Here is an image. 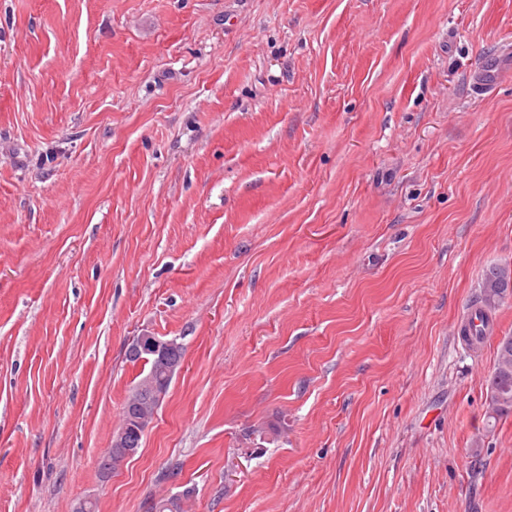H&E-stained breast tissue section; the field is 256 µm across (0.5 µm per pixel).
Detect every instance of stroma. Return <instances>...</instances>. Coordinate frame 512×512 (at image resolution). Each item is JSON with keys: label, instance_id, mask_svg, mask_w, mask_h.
<instances>
[{"label": "stroma", "instance_id": "obj_1", "mask_svg": "<svg viewBox=\"0 0 512 512\" xmlns=\"http://www.w3.org/2000/svg\"><path fill=\"white\" fill-rule=\"evenodd\" d=\"M496 265L512 0H0V512H512ZM481 288V294L474 305L495 309L507 295L512 294V268L504 265L488 269ZM136 336L128 348V357L132 361L144 359L146 364L150 365L149 371L133 387L126 398L121 410V426L112 438V448L108 455L100 463L103 470H114L117 464L122 461L119 455V447L113 444L117 437L125 434L127 448L123 452L124 460L129 458L136 449L139 452L142 439L145 432L153 423L155 415L158 412L162 396L167 393L174 376H169L167 372V362L146 353L136 346ZM135 454V455H136ZM489 417L512 411V336H503L497 359L488 377Z\"/></svg>", "mask_w": 512, "mask_h": 512}]
</instances>
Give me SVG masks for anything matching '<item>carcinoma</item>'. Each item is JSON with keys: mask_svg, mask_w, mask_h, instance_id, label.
<instances>
[{"mask_svg": "<svg viewBox=\"0 0 512 512\" xmlns=\"http://www.w3.org/2000/svg\"><path fill=\"white\" fill-rule=\"evenodd\" d=\"M512 294V267L495 266L488 269L482 281L480 296L475 300L479 307L496 308ZM128 357L132 361L143 360L150 365L149 371L133 387L121 410V426L118 433L125 435L127 447L140 449L145 432L153 423L162 396L172 382L167 372V362L141 350L131 342ZM488 409L492 417L512 411V336H504L498 344L497 359L488 377ZM191 491L183 492L179 498L161 499L152 502L150 512H186L182 499L189 498Z\"/></svg>", "mask_w": 512, "mask_h": 512, "instance_id": "1", "label": "carcinoma"}]
</instances>
